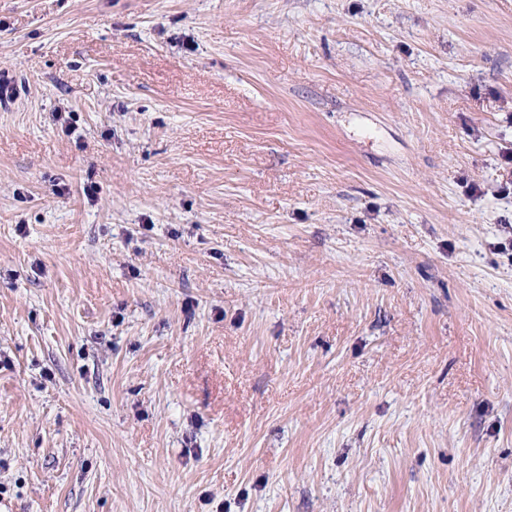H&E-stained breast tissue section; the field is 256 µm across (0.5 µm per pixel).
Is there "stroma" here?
I'll return each instance as SVG.
<instances>
[{"label":"stroma","mask_w":512,"mask_h":512,"mask_svg":"<svg viewBox=\"0 0 512 512\" xmlns=\"http://www.w3.org/2000/svg\"><path fill=\"white\" fill-rule=\"evenodd\" d=\"M0 512H512V0H0Z\"/></svg>","instance_id":"35a3bbf8"}]
</instances>
